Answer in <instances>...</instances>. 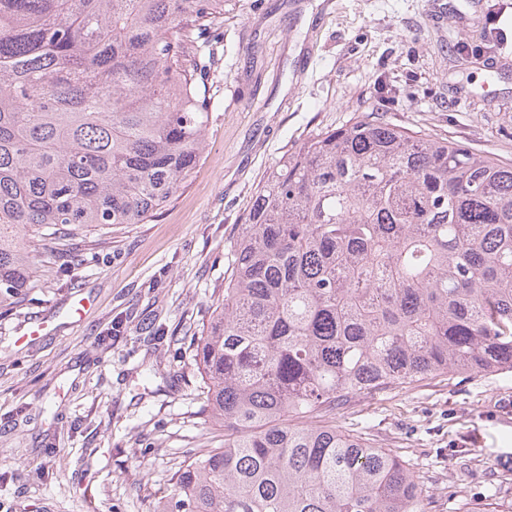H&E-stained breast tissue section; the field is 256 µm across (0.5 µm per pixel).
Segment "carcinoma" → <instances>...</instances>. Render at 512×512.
I'll use <instances>...</instances> for the list:
<instances>
[{
	"instance_id": "1",
	"label": "carcinoma",
	"mask_w": 512,
	"mask_h": 512,
	"mask_svg": "<svg viewBox=\"0 0 512 512\" xmlns=\"http://www.w3.org/2000/svg\"><path fill=\"white\" fill-rule=\"evenodd\" d=\"M225 0H0V305L70 235L143 224L188 181L210 98L194 37ZM224 432L161 512H428L414 472L336 427L360 397L512 371V161L368 112L252 196L200 335Z\"/></svg>"
}]
</instances>
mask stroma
I'll return each instance as SVG.
<instances>
[{
	"mask_svg": "<svg viewBox=\"0 0 512 512\" xmlns=\"http://www.w3.org/2000/svg\"><path fill=\"white\" fill-rule=\"evenodd\" d=\"M197 57L208 146L184 188L75 233L82 264L39 263L0 308V512H159L212 430L192 338L288 150L373 111L512 160V0H226ZM336 425L409 463L432 512H512V372L359 398Z\"/></svg>",
	"mask_w": 512,
	"mask_h": 512,
	"instance_id": "stroma-1",
	"label": "stroma"
}]
</instances>
